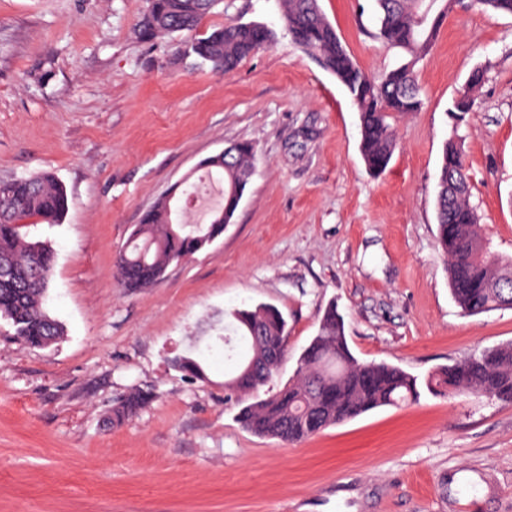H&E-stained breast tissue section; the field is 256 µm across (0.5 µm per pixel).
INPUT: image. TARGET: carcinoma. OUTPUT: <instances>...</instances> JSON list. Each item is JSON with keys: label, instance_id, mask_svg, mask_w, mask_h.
I'll return each instance as SVG.
<instances>
[{"label": "carcinoma", "instance_id": "obj_1", "mask_svg": "<svg viewBox=\"0 0 512 512\" xmlns=\"http://www.w3.org/2000/svg\"><path fill=\"white\" fill-rule=\"evenodd\" d=\"M377 36L400 51L396 66L374 77L363 70L325 17L319 0H281V20L294 43L348 93L361 127L360 151L369 170L383 173L395 148L394 121L422 109L416 66L433 49L441 24L456 0H376ZM481 11L512 15V0H471ZM217 0H145L137 34L144 42L183 34L178 51L200 65L226 73L245 58L269 47L275 32L259 22H236L202 36L195 31ZM485 71L473 69L460 93L463 101L451 111H465L476 101ZM255 146L239 142L226 153L201 162L224 187V204L213 210L207 224L175 221L172 199L185 197V183L144 211L116 260L115 279L127 290L153 286L173 263L203 251L224 233L234 218L255 169ZM461 149L444 148L437 181L436 244L448 260L452 297L466 315L512 306V258L492 251L476 208ZM68 210L65 186L51 173L0 182V317L14 335L32 348H46L64 336V327L45 308L54 263L51 246L24 236L28 219L57 224ZM235 331L249 342V353L236 375L224 381L228 396L240 404L239 423L249 432L294 443L324 429L383 406L416 402L420 385L446 397L481 395L512 404V343L486 348L463 360L441 366L424 382L399 366L362 362L350 350L343 317L325 309L317 334L298 360L295 378L263 399L250 395L265 385L288 352L286 321L270 305L233 312ZM148 395L133 390L113 409V419L134 417Z\"/></svg>", "mask_w": 512, "mask_h": 512}]
</instances>
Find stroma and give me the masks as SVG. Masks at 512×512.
I'll use <instances>...</instances> for the list:
<instances>
[{
  "label": "stroma",
  "instance_id": "obj_1",
  "mask_svg": "<svg viewBox=\"0 0 512 512\" xmlns=\"http://www.w3.org/2000/svg\"><path fill=\"white\" fill-rule=\"evenodd\" d=\"M371 75L400 56L375 0H320ZM143 0H0V180L54 173L69 208L28 223L56 260L46 307L65 328L29 347L0 318V512H512V405L422 391L298 444L239 423L219 340L239 308L277 307L287 385L328 306L353 354L418 377L512 342V308L463 315L436 248L446 142L465 156L494 251L512 255V16L458 4L416 67L424 105L398 118L384 173L359 150L350 98L282 29L279 0H223L199 32L257 21L275 42L233 72L146 43ZM485 68L475 111L450 106ZM238 141L255 174L232 224L154 286L119 288L127 237L171 185ZM200 362L188 379L180 357ZM151 393L122 424L112 407Z\"/></svg>",
  "mask_w": 512,
  "mask_h": 512
}]
</instances>
